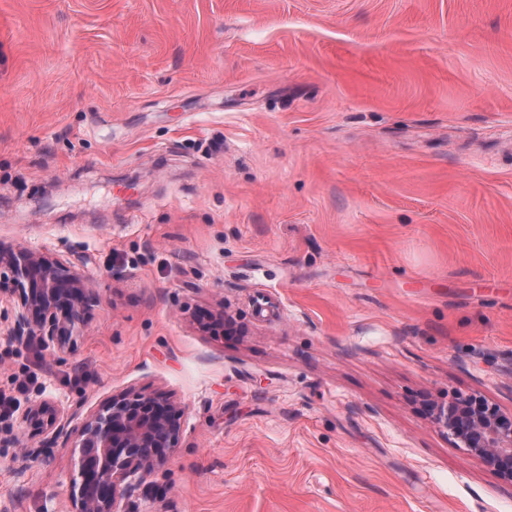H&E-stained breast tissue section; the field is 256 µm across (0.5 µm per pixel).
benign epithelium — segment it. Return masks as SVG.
I'll use <instances>...</instances> for the list:
<instances>
[{
    "mask_svg": "<svg viewBox=\"0 0 512 512\" xmlns=\"http://www.w3.org/2000/svg\"><path fill=\"white\" fill-rule=\"evenodd\" d=\"M1 287L14 306L9 335L17 340L37 336L55 353L74 345L87 307L98 299L90 273L36 252L0 246ZM432 421L455 447L512 482V412L461 400L435 405ZM22 423L23 437L15 444L23 462L31 456V436L72 441L75 512H124V495L158 465L162 449L176 447L181 431L174 399L135 393L114 396L85 416L43 400L24 412Z\"/></svg>",
    "mask_w": 512,
    "mask_h": 512,
    "instance_id": "7a95c632",
    "label": "benign epithelium"
}]
</instances>
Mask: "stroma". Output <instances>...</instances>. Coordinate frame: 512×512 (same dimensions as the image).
<instances>
[{"mask_svg":"<svg viewBox=\"0 0 512 512\" xmlns=\"http://www.w3.org/2000/svg\"><path fill=\"white\" fill-rule=\"evenodd\" d=\"M0 244L100 295L60 354L0 301V512L73 509L20 412L128 391L127 512H512L426 411H512V0H0Z\"/></svg>","mask_w":512,"mask_h":512,"instance_id":"1","label":"stroma"}]
</instances>
